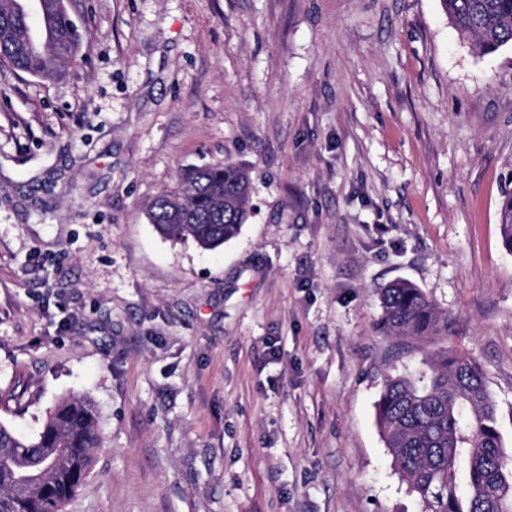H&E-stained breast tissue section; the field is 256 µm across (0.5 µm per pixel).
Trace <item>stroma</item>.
<instances>
[{
    "label": "stroma",
    "mask_w": 512,
    "mask_h": 512,
    "mask_svg": "<svg viewBox=\"0 0 512 512\" xmlns=\"http://www.w3.org/2000/svg\"><path fill=\"white\" fill-rule=\"evenodd\" d=\"M61 74L0 72V422L90 398L64 512H421L375 404L449 350L512 448V46L441 0H71ZM250 170L205 251L145 212L187 168ZM421 288L448 328L378 329Z\"/></svg>",
    "instance_id": "35a3bbf8"
}]
</instances>
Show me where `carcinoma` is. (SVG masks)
<instances>
[{
  "label": "carcinoma",
  "mask_w": 512,
  "mask_h": 512,
  "mask_svg": "<svg viewBox=\"0 0 512 512\" xmlns=\"http://www.w3.org/2000/svg\"><path fill=\"white\" fill-rule=\"evenodd\" d=\"M459 34L484 53L512 44V0H441ZM44 45L29 48L30 12L20 0H0V66L38 75L46 61L62 72L78 57L81 35L66 25L67 12H44ZM181 194H161L147 212L172 241L216 249L240 233L250 176L230 163L193 167ZM501 232L512 250V189L503 192ZM379 329L416 337L439 331V318L422 289L398 280L380 294ZM386 447L423 512H512V452L504 448L497 404L480 366L441 352L419 378L389 374L376 404ZM102 448L97 413L87 398L60 400L41 430L22 437L0 422V512H63L90 473ZM465 468L468 491L460 494Z\"/></svg>",
  "instance_id": "obj_1"
}]
</instances>
